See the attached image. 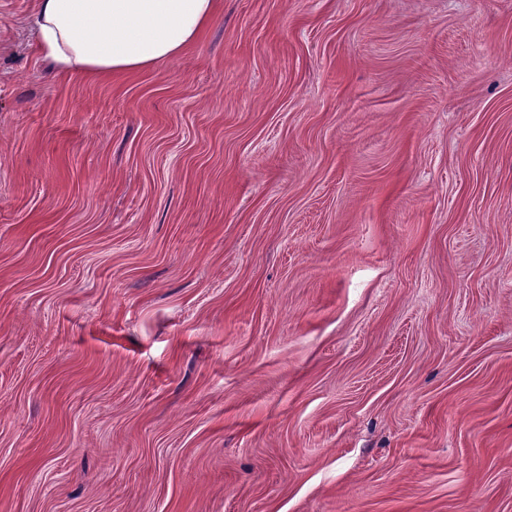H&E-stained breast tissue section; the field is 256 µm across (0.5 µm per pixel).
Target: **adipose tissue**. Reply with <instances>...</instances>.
Returning <instances> with one entry per match:
<instances>
[{
	"label": "adipose tissue",
	"instance_id": "1",
	"mask_svg": "<svg viewBox=\"0 0 512 512\" xmlns=\"http://www.w3.org/2000/svg\"><path fill=\"white\" fill-rule=\"evenodd\" d=\"M215 0H38L40 55L59 71H140L178 55L212 20Z\"/></svg>",
	"mask_w": 512,
	"mask_h": 512
}]
</instances>
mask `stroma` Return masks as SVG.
I'll return each instance as SVG.
<instances>
[{"label": "stroma", "mask_w": 512, "mask_h": 512, "mask_svg": "<svg viewBox=\"0 0 512 512\" xmlns=\"http://www.w3.org/2000/svg\"><path fill=\"white\" fill-rule=\"evenodd\" d=\"M0 0V512H512V0H217L60 75Z\"/></svg>", "instance_id": "stroma-1"}]
</instances>
